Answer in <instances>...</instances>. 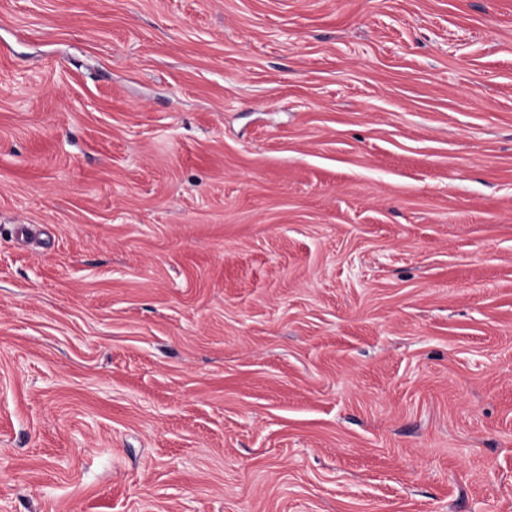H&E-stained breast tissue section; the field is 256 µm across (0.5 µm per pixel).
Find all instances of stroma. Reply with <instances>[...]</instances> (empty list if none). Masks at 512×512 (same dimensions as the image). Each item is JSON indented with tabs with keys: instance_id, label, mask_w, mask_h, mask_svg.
<instances>
[{
	"instance_id": "35a3bbf8",
	"label": "stroma",
	"mask_w": 512,
	"mask_h": 512,
	"mask_svg": "<svg viewBox=\"0 0 512 512\" xmlns=\"http://www.w3.org/2000/svg\"><path fill=\"white\" fill-rule=\"evenodd\" d=\"M0 512H512V0H0Z\"/></svg>"
}]
</instances>
